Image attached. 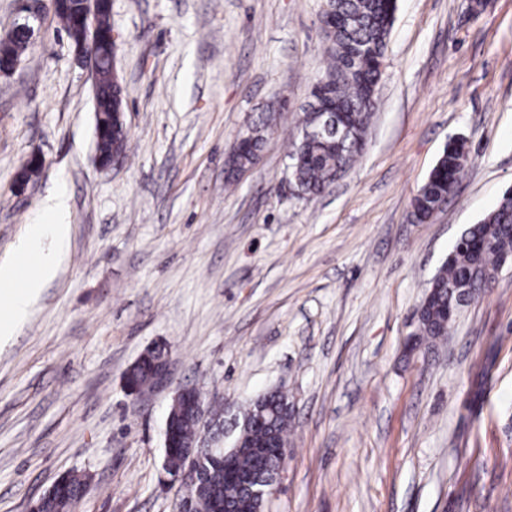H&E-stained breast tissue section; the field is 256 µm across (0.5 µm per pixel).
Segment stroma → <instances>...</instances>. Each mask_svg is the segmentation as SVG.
<instances>
[{
	"label": "stroma",
	"instance_id": "35a3bbf8",
	"mask_svg": "<svg viewBox=\"0 0 512 512\" xmlns=\"http://www.w3.org/2000/svg\"><path fill=\"white\" fill-rule=\"evenodd\" d=\"M397 0L365 148L321 195L296 196L288 145L326 66V0H112L127 148L95 162L87 68L45 15L0 75V263L48 197L70 244L0 344V512H29L67 472L77 512H175L161 482L176 389L239 408L293 406L264 512H512V267L447 338L411 347L449 250L512 186V0ZM275 113L259 162L224 161ZM468 161L425 224L411 201L450 138ZM41 155V174L17 175ZM168 351L172 385L129 395ZM167 357L168 352L164 347H157L148 352V355L131 372L127 373L128 382L125 379L127 391L132 395L141 396L137 390L150 388L153 385V380L155 388L169 386L171 383L169 364L160 369L155 376V371L166 361ZM128 383L137 390H133Z\"/></svg>",
	"mask_w": 512,
	"mask_h": 512
}]
</instances>
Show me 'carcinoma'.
I'll return each mask as SVG.
<instances>
[{"label": "carcinoma", "mask_w": 512, "mask_h": 512, "mask_svg": "<svg viewBox=\"0 0 512 512\" xmlns=\"http://www.w3.org/2000/svg\"><path fill=\"white\" fill-rule=\"evenodd\" d=\"M327 6L345 18V26L327 36L330 42L325 76L329 83L313 87V102L304 109L301 129L318 125L314 103L336 91L346 105L353 134L338 139L295 138L289 145L288 159L293 180L304 195L317 196L332 185L340 172L348 171L361 156L366 131L375 107L371 85L381 80L379 63L384 59L394 24L397 0H330ZM29 47L16 39L0 44V58L21 56ZM102 79L95 108L107 112L113 99L108 81V63L101 65ZM273 114L259 118L245 135L237 153L238 169L254 166L262 151L264 133L271 128ZM467 160L466 143L451 140L412 200L413 216L428 221L459 182ZM512 262V194H503L496 206L480 221L466 229L454 243L448 257L430 283V302L418 319L417 343L448 335L463 308L488 291L498 273ZM168 352L157 347L148 352L129 373L128 383L137 390L153 385L155 371L166 361ZM290 408L281 392L258 397L241 414L235 446L224 450L215 461L198 464L200 486L187 502V512H255L253 498L244 485L247 477L272 479L281 468V446L287 443ZM199 418L194 398L182 400L170 423L171 446L167 449L168 473L180 470L190 445L199 441ZM83 477L65 476L53 492L36 501L40 512H67L82 496Z\"/></svg>", "instance_id": "cac0c4a2"}]
</instances>
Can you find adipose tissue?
Instances as JSON below:
<instances>
[{
  "mask_svg": "<svg viewBox=\"0 0 512 512\" xmlns=\"http://www.w3.org/2000/svg\"><path fill=\"white\" fill-rule=\"evenodd\" d=\"M47 212L52 218L51 223L33 225L30 231L26 253L31 256L32 263L24 286L19 289L13 286L18 272L15 265H0V285L5 288L0 296L8 306L7 316L0 318V338L14 335L26 321L30 307L44 286L54 278L57 264L68 249L71 227L62 221L63 200L54 198Z\"/></svg>",
  "mask_w": 512,
  "mask_h": 512,
  "instance_id": "obj_1",
  "label": "adipose tissue"
}]
</instances>
